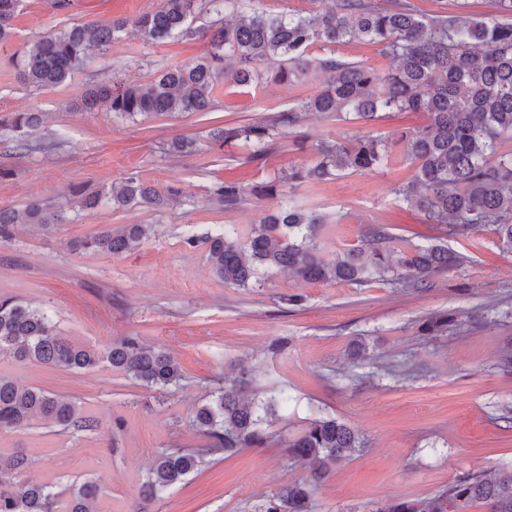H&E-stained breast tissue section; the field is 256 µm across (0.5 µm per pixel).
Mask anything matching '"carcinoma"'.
<instances>
[{
	"instance_id": "cac0c4a2",
	"label": "carcinoma",
	"mask_w": 512,
	"mask_h": 512,
	"mask_svg": "<svg viewBox=\"0 0 512 512\" xmlns=\"http://www.w3.org/2000/svg\"><path fill=\"white\" fill-rule=\"evenodd\" d=\"M241 0H160L158 8L121 22L88 21L58 32L34 37L17 62L22 82L35 90L64 84L86 64L92 45L107 47L116 34L131 27L142 39L163 42L173 36L206 42L205 54L176 64L145 84L115 86L96 93L92 103L129 118L151 113L182 114L213 111V94L221 80L247 85L263 79L260 66L277 65L274 78L290 86L310 75H325L313 94L269 124L227 123L210 132L219 146L238 145L246 161L265 157L274 138L288 130L311 142L315 162L292 167L272 180L247 188L236 180L215 183L212 200L226 210L237 208L246 195L275 200L277 205L256 223L226 230L187 244L206 246L211 272L226 285L259 288V269L293 273L308 283L365 285L385 282L400 288L422 289L469 257L441 244L422 247L396 238L385 224L363 225L361 245L336 256L319 255L327 216L279 200L286 183L315 186L345 171L372 172L397 160L390 142L370 133L354 138H310L299 132L311 113L365 124L382 112H423L428 123L405 136V161L413 175L394 187L399 200L422 211L434 224L451 225L459 232L489 225L499 248L512 253V0H497L500 14L480 16L436 15L425 19L410 0H319L323 7L301 15L274 14L248 0L249 12L227 19L222 13ZM22 0H0V45L10 36V23ZM218 16L217 29H193L189 17ZM363 41L378 47L391 60L380 72L334 53L315 55L318 43L330 46ZM41 124L39 114L18 112L0 119V129L23 133ZM81 209H95L107 199L116 207L163 208L180 192L160 191L135 173L108 194L77 192ZM60 223L59 216L34 199L22 210L0 209V237L12 235L17 224ZM151 226L127 224L85 240L75 248L119 254L137 245ZM456 323L454 317L434 314L421 330L435 335ZM88 370L103 361L147 387L166 390L183 379L173 355L144 345L136 336L115 340L104 352L74 345L61 336L44 311L15 298L0 299V359ZM245 370L211 394L195 412L197 431L213 444L234 454L264 446L271 417L290 401L288 392L268 396L248 392ZM34 417L61 426L94 428V422L76 417L68 399L41 388H21L0 374V430L25 427ZM365 447L358 431L334 416L313 418L288 441L291 459H307L314 483L324 480L331 465ZM200 454L163 449L142 484L148 500H157L201 470ZM26 455L0 453V512H90L101 486L94 481L67 492L50 483L25 478ZM512 512V471L494 477L468 473L445 490L419 499H393L374 512ZM310 485L294 482L266 497L260 512H312Z\"/></svg>"
}]
</instances>
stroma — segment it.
<instances>
[{
  "instance_id": "obj_1",
  "label": "stroma",
  "mask_w": 512,
  "mask_h": 512,
  "mask_svg": "<svg viewBox=\"0 0 512 512\" xmlns=\"http://www.w3.org/2000/svg\"><path fill=\"white\" fill-rule=\"evenodd\" d=\"M159 0H73L64 12L53 0H22L11 37L0 46V116L37 112L42 123L27 148L0 143V208H24L33 198L62 218L40 226L20 224L0 238V297L41 307L71 343L105 349L114 339L136 336L170 352L184 379L165 391L140 385L109 363L89 371L0 360V372L22 387L70 399L96 429L63 428L33 419L0 432V453H25L30 479L65 488L87 480L101 484L92 512H137L139 485L164 448L206 449L191 422L239 368L250 373L251 390L267 395L288 390L293 401L269 428L261 448L228 456L208 452L207 463L147 512H257L283 485L307 481L306 464L288 459L285 441L309 418L330 415L357 428L362 451L333 466L313 495V512H372L389 499L433 495L467 473L512 470V424L501 421L512 407V372L501 355L512 347V254L500 250L492 231L446 232L423 212L399 201L393 189L411 176L408 164L353 173L314 187L283 186L288 200L327 215L331 226L321 255L333 261L358 242L365 224L419 245L442 244L468 255V262L439 275L418 291L373 283H305L284 272L262 287L225 285L210 270L204 247L189 237L255 223L269 202L247 196L224 209L210 189L234 174L252 186L294 165L311 164L313 153L294 135L278 139L262 160L243 164L235 148L213 147L210 130L225 122L259 123L288 111L297 88L267 79L258 87L220 84L208 115L123 118L84 99L104 85H134L177 61L202 56L195 39L143 41L119 32L109 48L90 49L83 69L59 88L37 91L18 76L15 58L34 36L96 19H131ZM419 113L390 112L365 125L309 115L312 136L371 133L384 138L425 123ZM189 135L200 154H169L171 139ZM136 173L160 189L180 188L178 202L152 210L133 206L78 208L71 194L97 192ZM126 224H148L147 239L112 256L73 249ZM301 296L291 305L287 296ZM447 313L458 326L423 335L427 316ZM368 345L369 360H353L355 339Z\"/></svg>"
}]
</instances>
